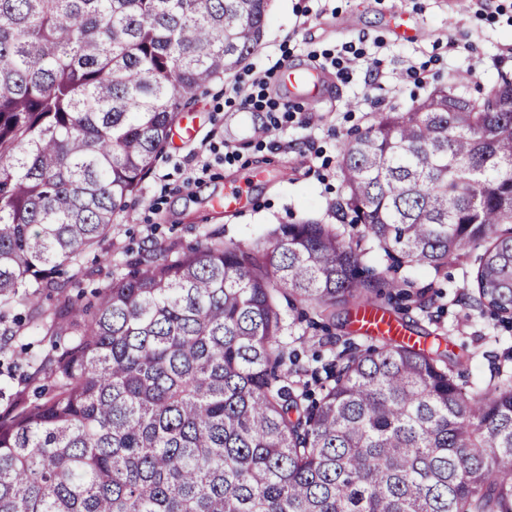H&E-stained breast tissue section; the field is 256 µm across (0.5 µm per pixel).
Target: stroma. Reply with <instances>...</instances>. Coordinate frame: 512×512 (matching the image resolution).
<instances>
[{"label": "stroma", "mask_w": 512, "mask_h": 512, "mask_svg": "<svg viewBox=\"0 0 512 512\" xmlns=\"http://www.w3.org/2000/svg\"><path fill=\"white\" fill-rule=\"evenodd\" d=\"M398 14L421 27L422 37L401 38L393 28ZM348 51L360 53L357 68L344 75L326 70L314 103L290 102L288 91L279 89L274 124L258 123L255 133L242 137L240 102L229 98V86L286 63L316 69L324 54ZM374 68L379 78L371 77ZM505 79L512 80V0H493L485 11L464 0H270L260 48L189 104L198 116L194 137H170L127 209L113 216L111 236L82 256V286L98 287L111 270L129 274L128 258L159 247L173 254L211 236L228 246L263 243L279 225L308 219L357 239L361 225L336 218V201L346 192L343 143L364 133L379 113L408 110L435 90L479 99ZM248 171L258 175L251 204L220 209L225 184ZM483 251L480 245L466 248L439 275L414 266L394 274L412 295L404 322L463 356L457 381L468 390H486L512 376V324L475 304L472 283ZM282 314L283 341L298 358L289 380L299 386L319 389L331 366L371 343L341 309L327 333L301 321L291 306ZM12 346L13 357H0V410L19 391L31 362L44 355L48 339L25 330Z\"/></svg>", "instance_id": "1"}]
</instances>
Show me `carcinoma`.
<instances>
[{
  "mask_svg": "<svg viewBox=\"0 0 512 512\" xmlns=\"http://www.w3.org/2000/svg\"><path fill=\"white\" fill-rule=\"evenodd\" d=\"M268 0H0V355L18 295L52 396L0 415V512H512V385L472 393L433 343L384 336L318 396L288 382L278 298L322 320L398 282L308 220L262 245L137 257L86 309L56 274L112 234L197 92L262 43ZM348 211L400 263L472 244L512 318V81L382 112L341 150ZM58 298L56 293L44 292L37 295L31 302L21 301L20 304L12 310V315H34L36 312L54 310L58 304Z\"/></svg>",
  "mask_w": 512,
  "mask_h": 512,
  "instance_id": "obj_1",
  "label": "carcinoma"
}]
</instances>
